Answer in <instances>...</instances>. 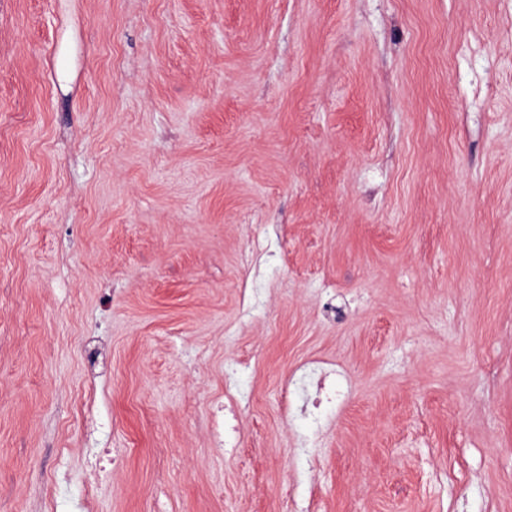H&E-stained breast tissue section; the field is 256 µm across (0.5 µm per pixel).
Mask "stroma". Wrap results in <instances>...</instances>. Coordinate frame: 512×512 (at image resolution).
I'll return each instance as SVG.
<instances>
[{"mask_svg":"<svg viewBox=\"0 0 512 512\" xmlns=\"http://www.w3.org/2000/svg\"><path fill=\"white\" fill-rule=\"evenodd\" d=\"M0 512H512V0H0Z\"/></svg>","mask_w":512,"mask_h":512,"instance_id":"35a3bbf8","label":"stroma"}]
</instances>
